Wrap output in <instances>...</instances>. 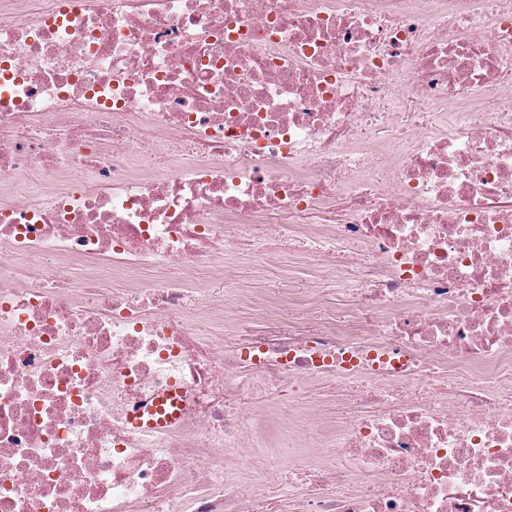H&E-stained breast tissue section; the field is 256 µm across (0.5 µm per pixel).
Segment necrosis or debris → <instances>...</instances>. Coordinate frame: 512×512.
Returning <instances> with one entry per match:
<instances>
[{
	"mask_svg": "<svg viewBox=\"0 0 512 512\" xmlns=\"http://www.w3.org/2000/svg\"><path fill=\"white\" fill-rule=\"evenodd\" d=\"M0 186V512H512V0H0ZM315 278L311 264L302 254H296L288 260V266L272 268L268 272L258 273L241 264L235 277L225 287L224 300L235 305L238 318L251 322L254 329L262 334L267 330L265 320L256 311L251 301H257L272 295L270 288H280L298 292L306 288V282ZM271 401L258 400L256 407L258 411L257 430L262 438L279 448H288L287 425L280 420L276 410L271 408Z\"/></svg>",
	"mask_w": 512,
	"mask_h": 512,
	"instance_id": "1",
	"label": "necrosis or debris"
}]
</instances>
